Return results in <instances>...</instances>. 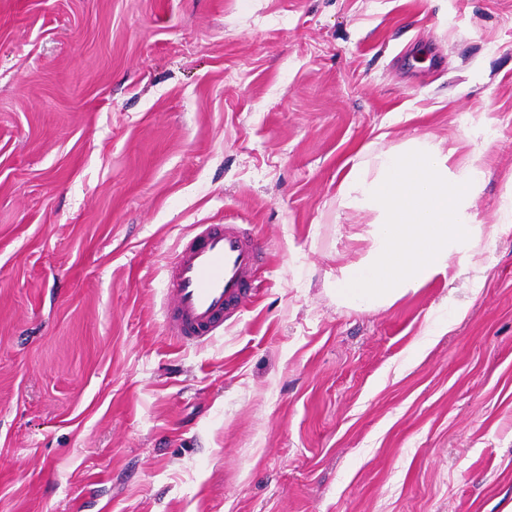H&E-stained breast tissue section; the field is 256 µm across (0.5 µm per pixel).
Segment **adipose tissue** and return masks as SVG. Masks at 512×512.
<instances>
[{"label": "adipose tissue", "mask_w": 512, "mask_h": 512, "mask_svg": "<svg viewBox=\"0 0 512 512\" xmlns=\"http://www.w3.org/2000/svg\"><path fill=\"white\" fill-rule=\"evenodd\" d=\"M428 137L413 138L352 165L338 184L343 212L371 214L366 254L340 266L334 286L344 303L363 310L391 307L436 276L475 282L487 273V256L512 229V177L507 203L494 223H475L472 207L487 171L478 151L458 157Z\"/></svg>", "instance_id": "adipose-tissue-1"}]
</instances>
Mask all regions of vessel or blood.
<instances>
[{"label":"vessel or blood","mask_w":512,"mask_h":512,"mask_svg":"<svg viewBox=\"0 0 512 512\" xmlns=\"http://www.w3.org/2000/svg\"><path fill=\"white\" fill-rule=\"evenodd\" d=\"M263 256L238 224H199L168 266L165 325L180 344L211 339L240 312Z\"/></svg>","instance_id":"vessel-or-blood-1"}]
</instances>
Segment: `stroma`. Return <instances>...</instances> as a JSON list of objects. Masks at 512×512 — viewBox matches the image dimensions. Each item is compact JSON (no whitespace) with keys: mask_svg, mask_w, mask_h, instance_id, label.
<instances>
[{"mask_svg":"<svg viewBox=\"0 0 512 512\" xmlns=\"http://www.w3.org/2000/svg\"><path fill=\"white\" fill-rule=\"evenodd\" d=\"M425 135L485 149L493 223L512 0H0V512H501L512 231L475 297L333 290L368 247L343 165ZM198 224L264 262L187 348L165 264Z\"/></svg>","mask_w":512,"mask_h":512,"instance_id":"stroma-1","label":"stroma"}]
</instances>
